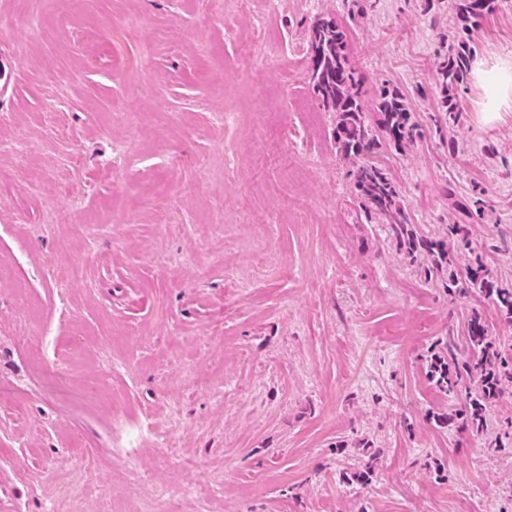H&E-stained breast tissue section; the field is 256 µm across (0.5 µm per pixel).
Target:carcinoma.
Listing matches in <instances>:
<instances>
[{
  "label": "carcinoma",
  "instance_id": "obj_1",
  "mask_svg": "<svg viewBox=\"0 0 512 512\" xmlns=\"http://www.w3.org/2000/svg\"><path fill=\"white\" fill-rule=\"evenodd\" d=\"M494 8L495 0H462L457 7L464 25L456 43L450 48L447 60L439 65L436 81L441 106L450 116L455 108V91L467 83L471 70V49L466 31L492 13ZM309 79L322 104L336 112L333 130L336 149L346 156L361 158L353 171V183L366 218H383L390 237L408 245L411 251L420 247L422 242L414 237L398 186L380 164L368 160V156L376 153L383 142L400 150L423 135L419 124L412 121L404 98L386 87L381 88L373 118L367 117L360 79L350 61L349 30L334 19L319 20L311 28ZM428 252L431 263L423 268L425 280H439L446 270V287L455 286L458 274L453 269L448 244L444 242L436 249H428ZM466 278L472 288L487 293L499 311L512 319V286L495 284L488 269L478 259L467 267ZM466 332L470 357L478 364L497 357L501 368L512 366V358L500 357L492 350L493 344L479 322H468ZM494 385L495 374L488 371L482 374L478 385L465 390L461 417L466 424L478 429L483 427L484 412L494 394Z\"/></svg>",
  "mask_w": 512,
  "mask_h": 512
}]
</instances>
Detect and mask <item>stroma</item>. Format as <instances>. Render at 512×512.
I'll use <instances>...</instances> for the list:
<instances>
[{"mask_svg": "<svg viewBox=\"0 0 512 512\" xmlns=\"http://www.w3.org/2000/svg\"><path fill=\"white\" fill-rule=\"evenodd\" d=\"M354 2L0 0V512H512V379L481 432L427 379L470 317L508 354L512 323L420 272L458 224V268L512 286V106L471 80L442 111L455 0ZM322 17L366 110L385 86L422 126L376 156L415 252L309 84ZM470 45L512 56V0Z\"/></svg>", "mask_w": 512, "mask_h": 512, "instance_id": "obj_1", "label": "stroma"}]
</instances>
